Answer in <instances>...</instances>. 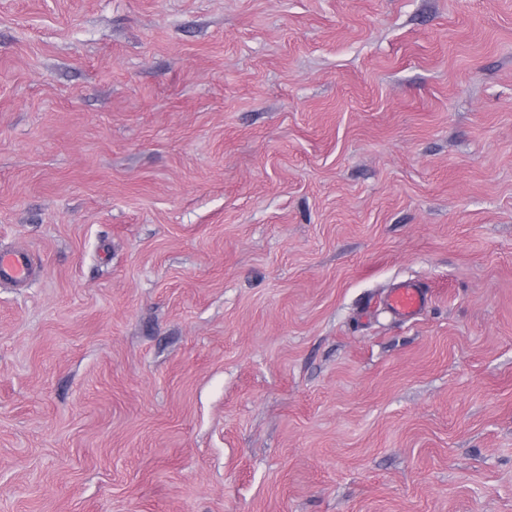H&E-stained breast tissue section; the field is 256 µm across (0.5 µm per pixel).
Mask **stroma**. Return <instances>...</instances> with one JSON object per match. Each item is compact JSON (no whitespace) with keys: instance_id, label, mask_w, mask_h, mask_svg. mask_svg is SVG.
I'll return each mask as SVG.
<instances>
[{"instance_id":"1","label":"stroma","mask_w":512,"mask_h":512,"mask_svg":"<svg viewBox=\"0 0 512 512\" xmlns=\"http://www.w3.org/2000/svg\"><path fill=\"white\" fill-rule=\"evenodd\" d=\"M14 244L0 512H512V0H0ZM34 273L35 263L29 251L23 248L0 250V283L24 288ZM428 302V292L414 283H403L395 288L386 300L393 314L409 318L419 312Z\"/></svg>"}]
</instances>
